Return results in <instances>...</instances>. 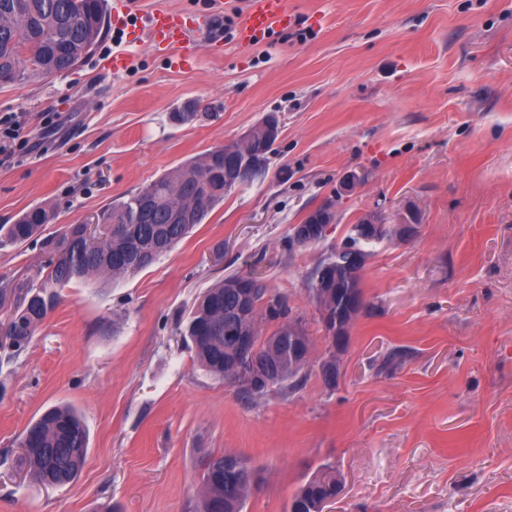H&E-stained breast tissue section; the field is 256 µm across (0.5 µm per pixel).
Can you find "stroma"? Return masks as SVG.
I'll use <instances>...</instances> for the list:
<instances>
[{
    "label": "stroma",
    "mask_w": 512,
    "mask_h": 512,
    "mask_svg": "<svg viewBox=\"0 0 512 512\" xmlns=\"http://www.w3.org/2000/svg\"><path fill=\"white\" fill-rule=\"evenodd\" d=\"M129 22L193 11L189 65L109 25L65 75L0 85V115L30 141L0 164V224L41 204L48 233L81 223L268 114L281 132L266 173L135 277L70 284L27 349L0 347V512H198L209 457L260 469L244 512H287L332 468L326 512H512V0H288L295 24L239 46L219 25L249 0H125ZM130 54L113 72L114 53ZM198 117L173 113L189 102ZM363 181L336 188L348 172ZM325 244L291 228L327 199ZM417 213L409 241L373 248L368 308L335 389L249 398L209 375L182 338L196 299L234 275L287 297L322 356L308 292L326 244L364 214ZM39 245L0 249V288L35 283ZM68 404L84 418L77 478L48 487L13 467L26 428Z\"/></svg>",
    "instance_id": "35a3bbf8"
}]
</instances>
